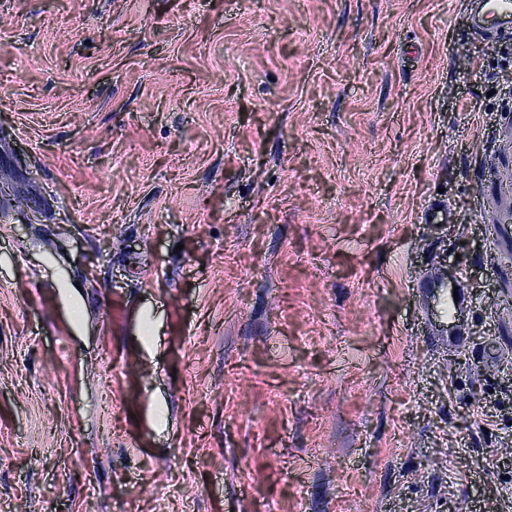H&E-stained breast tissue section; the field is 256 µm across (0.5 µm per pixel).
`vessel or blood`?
Returning <instances> with one entry per match:
<instances>
[{"instance_id": "1", "label": "vessel or blood", "mask_w": 512, "mask_h": 512, "mask_svg": "<svg viewBox=\"0 0 512 512\" xmlns=\"http://www.w3.org/2000/svg\"><path fill=\"white\" fill-rule=\"evenodd\" d=\"M468 21L481 34L512 31V0H469ZM463 272H440L420 276L416 283L423 308L420 332L438 349L457 350L466 347L467 313L473 296L466 288Z\"/></svg>"}]
</instances>
